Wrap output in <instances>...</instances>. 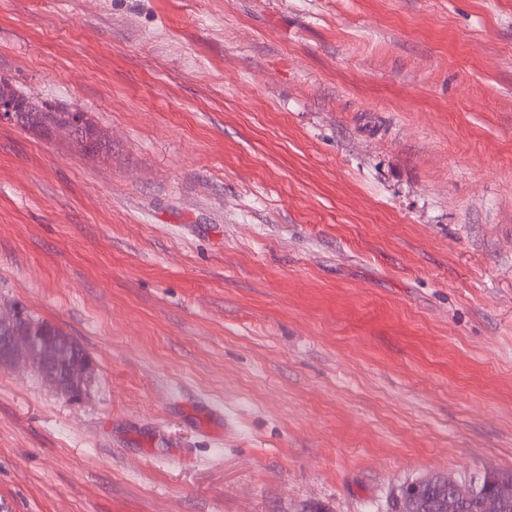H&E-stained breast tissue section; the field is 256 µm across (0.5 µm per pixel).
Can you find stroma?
Wrapping results in <instances>:
<instances>
[{"label":"stroma","instance_id":"stroma-1","mask_svg":"<svg viewBox=\"0 0 512 512\" xmlns=\"http://www.w3.org/2000/svg\"><path fill=\"white\" fill-rule=\"evenodd\" d=\"M0 512H392L512 472V0H0ZM45 110L46 112H43L38 105L34 104L10 85L3 84V92L0 94V124L12 123L20 125L19 115L23 112H29L26 116V121L21 127L49 130L59 125L56 128L65 132L72 142L78 143L80 141L81 122L79 119L69 122L72 119L73 113L76 112V115L79 117L80 111L59 112L50 108H45ZM21 312L26 320L40 324L45 328L46 333L60 338L59 370L62 368L63 360L68 356L74 353L85 354L70 358L66 362L65 370L72 381L88 383L92 364L84 349L60 327L35 318L25 311ZM18 317V311L0 312V365L32 368V360L36 359L43 366H48L58 357L57 345L50 336H46V333L36 326L29 327L27 333L12 334ZM4 329L8 332L3 333Z\"/></svg>","mask_w":512,"mask_h":512}]
</instances>
